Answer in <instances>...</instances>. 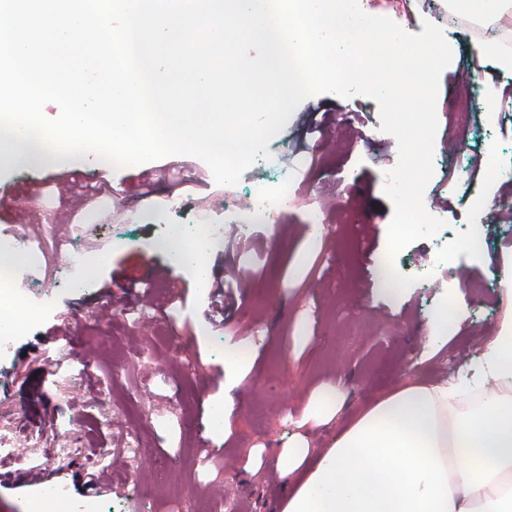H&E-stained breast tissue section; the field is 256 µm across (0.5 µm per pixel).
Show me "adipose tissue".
I'll return each instance as SVG.
<instances>
[{
    "label": "adipose tissue",
    "instance_id": "ef3b65f1",
    "mask_svg": "<svg viewBox=\"0 0 512 512\" xmlns=\"http://www.w3.org/2000/svg\"><path fill=\"white\" fill-rule=\"evenodd\" d=\"M477 382L408 385L364 408L282 512H512V329Z\"/></svg>",
    "mask_w": 512,
    "mask_h": 512
}]
</instances>
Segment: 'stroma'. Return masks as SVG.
<instances>
[{"mask_svg": "<svg viewBox=\"0 0 512 512\" xmlns=\"http://www.w3.org/2000/svg\"><path fill=\"white\" fill-rule=\"evenodd\" d=\"M409 33L424 22L444 29L453 51L437 100L434 174L424 193H447V224L477 225L484 242L439 250L417 241L395 259L414 276L405 291L377 277L387 253L393 205L385 171L398 161L394 137L379 140L378 104L364 96L314 95L344 139L301 149L302 110L269 143L294 168L300 207L279 223L231 224L230 234L203 254L200 274L175 264L158 247L166 225L180 224L187 242L200 234L201 214L224 224L223 196L209 166L194 156H170L113 168L95 159L64 161L60 173L0 168V189L12 197L0 211L6 237L38 244L40 265L22 270L17 285L32 291L37 321L0 350V434L14 436V457H0V512H37L44 495L64 489L84 512H168L181 498L186 512H281L291 481L282 462L304 443L311 469L358 411L403 384L433 385L468 375L484 346L512 318V210L476 211L443 180L446 166L475 174L484 195L512 196V181L487 178L512 164V73L481 59V95L462 126L450 105L470 94L473 33L448 23V0H358ZM170 168L182 183L138 177ZM104 186L93 203L77 190ZM180 209L161 213L168 191ZM83 233L78 258L62 262L74 225ZM370 226L369 247L361 228ZM261 240V249L240 240ZM95 258L87 271L83 256ZM158 264L170 279L153 283V306L137 289H121L122 273ZM253 270L224 326L215 311L225 264ZM445 326H436L439 314ZM240 385L232 415L224 413V371ZM344 399L327 400L333 388ZM93 489H86V480Z\"/></svg>", "mask_w": 512, "mask_h": 512, "instance_id": "stroma-1", "label": "stroma"}]
</instances>
